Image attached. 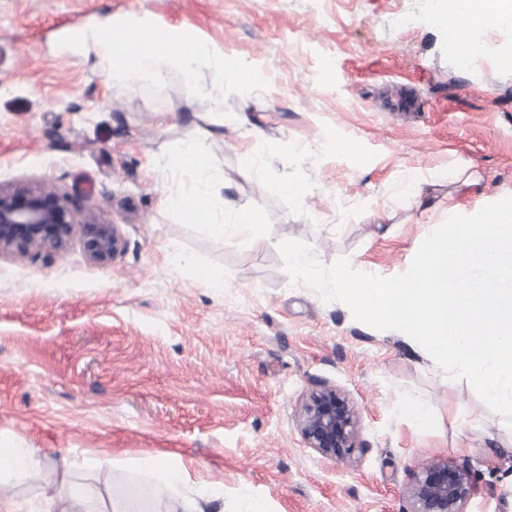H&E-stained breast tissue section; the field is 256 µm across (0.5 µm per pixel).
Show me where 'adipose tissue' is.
Instances as JSON below:
<instances>
[{
    "instance_id": "adipose-tissue-1",
    "label": "adipose tissue",
    "mask_w": 512,
    "mask_h": 512,
    "mask_svg": "<svg viewBox=\"0 0 512 512\" xmlns=\"http://www.w3.org/2000/svg\"><path fill=\"white\" fill-rule=\"evenodd\" d=\"M430 14L461 61L472 62L486 53L484 34L498 35L512 30V0H430ZM113 29L112 22L96 20L89 24L87 35L107 80L117 87L126 86L135 72L160 80L168 70L176 68L189 77L201 62L208 64L214 82L220 85L234 67L231 60L213 55L204 44L174 33L153 45L138 46L131 55L116 45ZM172 169L177 176L168 181L163 191V201L168 207L195 214L207 223L214 236L234 234L243 237L251 248L263 242L264 227L251 212H223L206 192V184L215 176V167L198 143H186L173 159ZM183 172L196 179V187L188 188L181 183L179 175ZM185 473V467H172L163 477L160 489L169 495L167 512H214L222 498L220 490L204 487L192 497L176 493L175 488ZM69 501V494L59 488L38 499L21 500L14 494L11 483L0 478V512H70Z\"/></svg>"
}]
</instances>
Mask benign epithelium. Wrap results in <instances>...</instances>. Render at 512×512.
Instances as JSON below:
<instances>
[{
	"label": "benign epithelium",
	"mask_w": 512,
	"mask_h": 512,
	"mask_svg": "<svg viewBox=\"0 0 512 512\" xmlns=\"http://www.w3.org/2000/svg\"><path fill=\"white\" fill-rule=\"evenodd\" d=\"M77 229L87 258L108 265L119 245L114 225L81 210L53 184L0 186V254L32 258L61 255ZM297 427L305 447L327 460L347 457L359 447L354 405L330 385L319 386L304 400ZM472 495V476L466 462L434 465L414 478L411 512H466Z\"/></svg>",
	"instance_id": "obj_1"
}]
</instances>
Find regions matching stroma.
I'll return each instance as SVG.
<instances>
[{"mask_svg": "<svg viewBox=\"0 0 512 512\" xmlns=\"http://www.w3.org/2000/svg\"><path fill=\"white\" fill-rule=\"evenodd\" d=\"M107 17L160 23L266 82L228 80L215 99L200 66L113 89L70 37ZM487 43L459 64L429 0H0V185L54 184L120 238L104 267L77 237L60 257L0 255V443L43 464L35 482L9 473L15 494L62 486L81 510L112 512L122 486L136 512H164L138 462L165 453L220 484L224 512L251 496L266 512H411L414 474L464 460L467 512H512L505 419L404 334L292 282L278 251L300 240L323 265L395 276L449 204L469 215L512 196V73L504 42ZM190 141L213 160L209 194L264 225L261 248L162 205ZM437 173L439 207L421 212L408 182ZM321 383L358 416L361 446L336 462L297 430Z\"/></svg>", "mask_w": 512, "mask_h": 512, "instance_id": "35a3bbf8", "label": "stroma"}]
</instances>
